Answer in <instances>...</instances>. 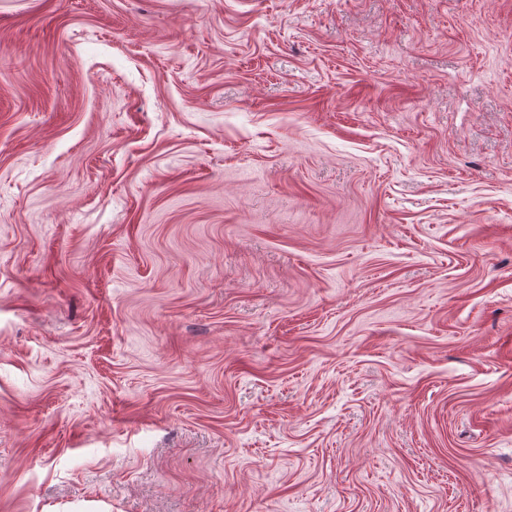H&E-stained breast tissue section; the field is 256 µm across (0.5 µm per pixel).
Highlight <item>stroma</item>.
Returning <instances> with one entry per match:
<instances>
[{"label":"stroma","instance_id":"35a3bbf8","mask_svg":"<svg viewBox=\"0 0 512 512\" xmlns=\"http://www.w3.org/2000/svg\"><path fill=\"white\" fill-rule=\"evenodd\" d=\"M0 512H512V0H0Z\"/></svg>","mask_w":512,"mask_h":512}]
</instances>
